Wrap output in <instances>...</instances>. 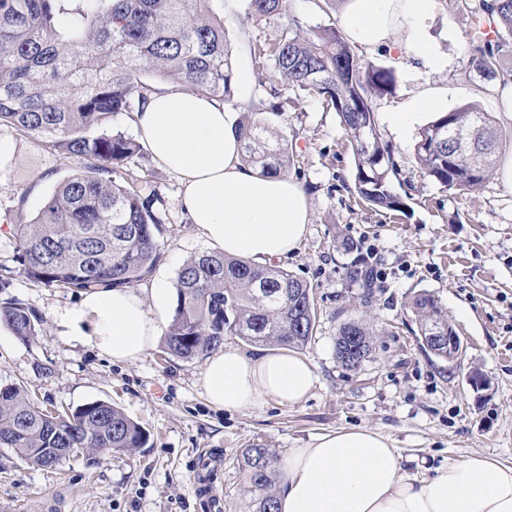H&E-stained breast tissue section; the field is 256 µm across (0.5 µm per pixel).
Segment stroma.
<instances>
[{
  "instance_id": "1",
  "label": "stroma",
  "mask_w": 512,
  "mask_h": 512,
  "mask_svg": "<svg viewBox=\"0 0 512 512\" xmlns=\"http://www.w3.org/2000/svg\"><path fill=\"white\" fill-rule=\"evenodd\" d=\"M213 9L224 23L236 70L251 74L227 103L245 113L260 93L252 48L277 42L281 24L251 18L248 0H215ZM472 28L471 14L456 0H436L424 30L439 65L398 67L392 92L375 101L377 112L397 111L423 92L443 99L449 111L475 104L498 114V88L479 92L481 79L471 72L465 46ZM263 118L273 131L295 135L288 174L305 187L313 214L298 249L276 266L313 290L317 328L302 355L317 383L302 403L269 398L231 413L211 407L203 395L204 358H168L156 347L133 363L115 364L93 342L65 334L61 320L80 296L19 275L15 227L39 214L74 163L0 127V141L9 147L0 161V302H19L45 321L44 335L30 341L0 329V384L20 386L51 409L111 402L149 434L136 451L93 461L73 455L50 469L0 448V512H207L199 492L208 487L219 501L215 512H248L242 448L261 444L281 456L339 429L383 434L415 474L475 454L512 463V191L493 177L462 196L444 189L409 161L419 126L400 136L384 126L382 139L403 169L404 183L394 191L407 196V210H370L345 187L353 156L336 113L301 99ZM129 166L160 196L164 216L157 233L161 257L141 285L162 279L174 286L183 262L210 246L182 210L176 174L146 147ZM347 238L360 242L383 274L368 307L346 280L351 257L338 244ZM423 291L438 297L463 343L457 362L436 360L419 344L406 304ZM360 319L373 325L375 344L368 361L349 371L336 360V330ZM474 373L487 379V387L471 386Z\"/></svg>"
}]
</instances>
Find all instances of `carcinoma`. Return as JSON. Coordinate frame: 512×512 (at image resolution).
I'll use <instances>...</instances> for the list:
<instances>
[{
	"label": "carcinoma",
	"mask_w": 512,
	"mask_h": 512,
	"mask_svg": "<svg viewBox=\"0 0 512 512\" xmlns=\"http://www.w3.org/2000/svg\"><path fill=\"white\" fill-rule=\"evenodd\" d=\"M212 0H0V126L7 125L77 161L39 217L16 227L19 273L71 292L126 288L150 274L160 258L155 231L158 198L143 195L138 179L113 174L137 155L140 144L106 129L115 112L130 119L141 112L153 87L167 81L227 101L234 68L224 24ZM474 19L467 50L479 77L502 86L512 69L502 64L512 42V0H464ZM253 18H284L280 39L253 48L255 63L271 68L264 84L272 97L293 92L321 101L340 118L350 138L353 187L378 210L401 212L406 204L391 190L399 175L384 145L376 98L390 93L392 66L364 59L335 26L307 27L289 14L288 0H249ZM251 104L240 120L242 159L266 174H286L293 141L273 134ZM500 136L489 113L474 105L443 113L424 127L413 164L448 191L468 194L493 171ZM346 278L365 305L375 299L372 267L362 259ZM172 319L163 353L192 360L219 349L234 336L249 345L303 349L310 343L317 311L310 286L279 268L256 266L222 252L193 255L180 267ZM408 309L418 340L435 357L448 346L429 340L439 327L454 333L439 299L413 296ZM0 321L30 340L43 334V320L12 302L0 305ZM374 332L361 321L336 331V359L358 370L373 351ZM146 432L121 409L94 401L72 411L51 412L16 385H0V447L29 464L49 468L66 448L94 456L144 447ZM277 455L252 444L241 451L243 491L251 512H278L273 486Z\"/></svg>",
	"instance_id": "obj_1"
}]
</instances>
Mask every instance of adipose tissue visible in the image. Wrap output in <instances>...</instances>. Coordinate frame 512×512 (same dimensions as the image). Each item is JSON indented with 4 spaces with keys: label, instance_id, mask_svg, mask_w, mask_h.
Listing matches in <instances>:
<instances>
[{
    "label": "adipose tissue",
    "instance_id": "1",
    "mask_svg": "<svg viewBox=\"0 0 512 512\" xmlns=\"http://www.w3.org/2000/svg\"><path fill=\"white\" fill-rule=\"evenodd\" d=\"M433 0H344L350 43L436 66L422 22ZM135 126L155 160L182 184V204L200 235L225 255L266 264L292 254L311 210L294 178L241 160L236 113L215 98L169 87L152 92ZM171 291L113 288L85 293L63 320L68 335L93 339L112 363H132L156 343ZM309 362L285 350L213 353L199 379L207 402L229 412L263 399L298 404L316 385ZM401 449L369 429L336 430L289 449L278 468L279 512H512V464L483 456L409 473Z\"/></svg>",
    "mask_w": 512,
    "mask_h": 512
}]
</instances>
